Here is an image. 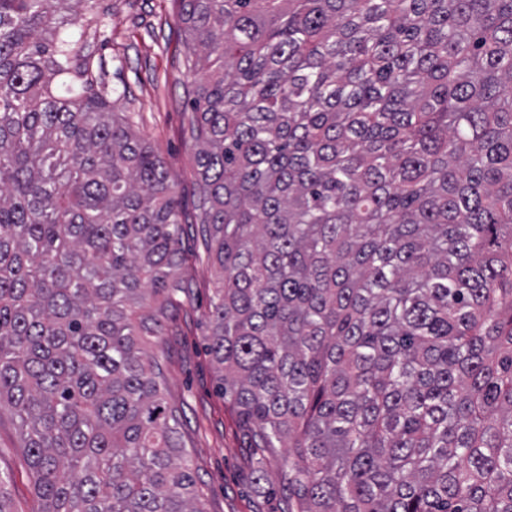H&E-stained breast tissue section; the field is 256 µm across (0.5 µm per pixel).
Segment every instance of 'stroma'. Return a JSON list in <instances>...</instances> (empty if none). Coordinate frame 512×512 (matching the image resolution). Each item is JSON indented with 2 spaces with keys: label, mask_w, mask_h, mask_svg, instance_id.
Masks as SVG:
<instances>
[{
  "label": "stroma",
  "mask_w": 512,
  "mask_h": 512,
  "mask_svg": "<svg viewBox=\"0 0 512 512\" xmlns=\"http://www.w3.org/2000/svg\"><path fill=\"white\" fill-rule=\"evenodd\" d=\"M96 28H75L97 66L96 73L120 111L135 115L140 134L162 156L176 184L183 234L181 272L190 285L169 311L166 329L151 351L165 364V395L182 409L197 489L206 512H286L280 466L250 447L236 412L224 402L204 345L209 302L219 273L207 259L194 224L195 150L182 136L184 54L173 0H96ZM0 473L15 512H32L33 479L9 410L0 411Z\"/></svg>",
  "instance_id": "1"
}]
</instances>
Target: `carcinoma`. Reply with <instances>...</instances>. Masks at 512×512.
I'll use <instances>...</instances> for the list:
<instances>
[{
    "label": "carcinoma",
    "instance_id": "1",
    "mask_svg": "<svg viewBox=\"0 0 512 512\" xmlns=\"http://www.w3.org/2000/svg\"><path fill=\"white\" fill-rule=\"evenodd\" d=\"M63 2L0 0V409L32 512H205L146 351L175 183ZM175 2L209 353L288 512H512V0Z\"/></svg>",
    "mask_w": 512,
    "mask_h": 512
}]
</instances>
